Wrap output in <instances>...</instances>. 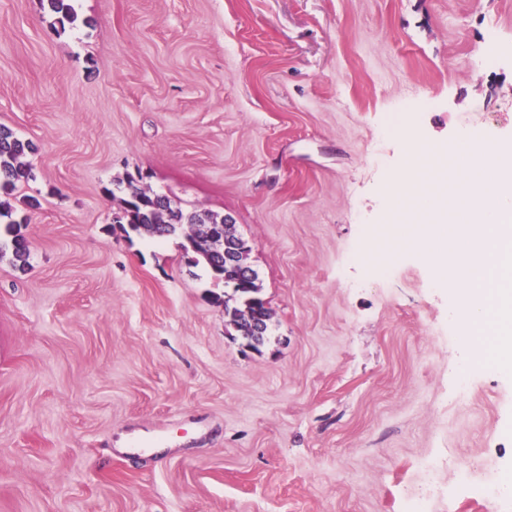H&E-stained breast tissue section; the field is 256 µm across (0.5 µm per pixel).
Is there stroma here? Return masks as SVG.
Here are the masks:
<instances>
[{
  "instance_id": "1",
  "label": "stroma",
  "mask_w": 512,
  "mask_h": 512,
  "mask_svg": "<svg viewBox=\"0 0 512 512\" xmlns=\"http://www.w3.org/2000/svg\"><path fill=\"white\" fill-rule=\"evenodd\" d=\"M74 6L0 0L39 202L28 269L0 259V512H512L481 497L512 480V376L467 366L454 289L380 233L412 211L393 126L512 139V0ZM130 174L253 243L260 350L181 236L113 231Z\"/></svg>"
}]
</instances>
